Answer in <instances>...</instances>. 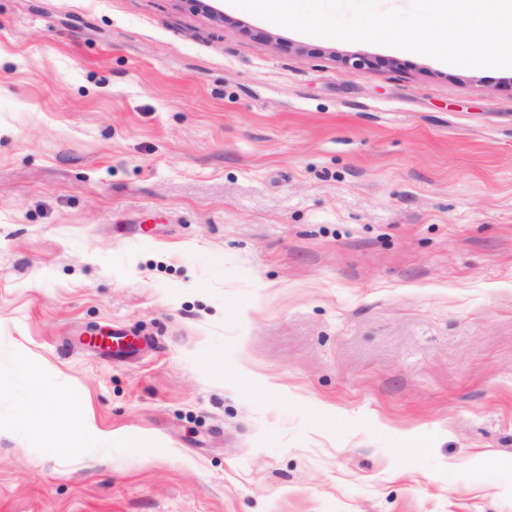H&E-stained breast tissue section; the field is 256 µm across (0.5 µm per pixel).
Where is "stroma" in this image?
<instances>
[{"label":"stroma","mask_w":512,"mask_h":512,"mask_svg":"<svg viewBox=\"0 0 512 512\" xmlns=\"http://www.w3.org/2000/svg\"><path fill=\"white\" fill-rule=\"evenodd\" d=\"M22 359L0 512H512V69L229 0H0ZM34 386L70 406L40 433ZM87 420L107 446L50 447ZM124 342L126 344H123ZM87 343L104 354H112V357H131L139 352V345L128 342V336L123 334H112L108 337L91 336Z\"/></svg>","instance_id":"1"}]
</instances>
